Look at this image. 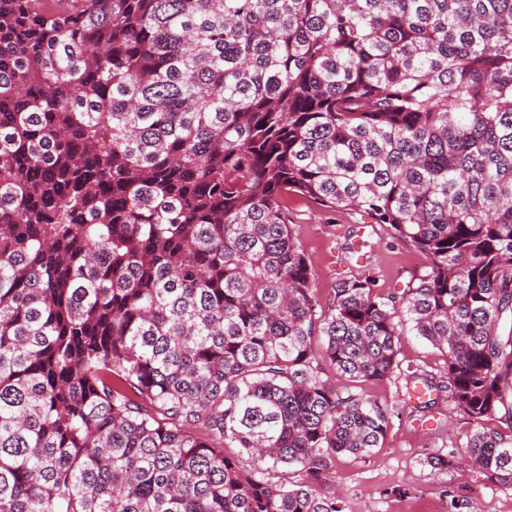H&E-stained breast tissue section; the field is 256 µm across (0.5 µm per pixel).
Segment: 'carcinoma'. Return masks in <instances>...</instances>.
<instances>
[{
  "instance_id": "obj_1",
  "label": "carcinoma",
  "mask_w": 512,
  "mask_h": 512,
  "mask_svg": "<svg viewBox=\"0 0 512 512\" xmlns=\"http://www.w3.org/2000/svg\"><path fill=\"white\" fill-rule=\"evenodd\" d=\"M420 253L332 306L288 195ZM512 0H0V512H344L412 333L512 476Z\"/></svg>"
}]
</instances>
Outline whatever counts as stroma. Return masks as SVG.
<instances>
[{
  "instance_id": "obj_1",
  "label": "stroma",
  "mask_w": 512,
  "mask_h": 512,
  "mask_svg": "<svg viewBox=\"0 0 512 512\" xmlns=\"http://www.w3.org/2000/svg\"><path fill=\"white\" fill-rule=\"evenodd\" d=\"M288 219L297 245L314 272L316 295L331 306L338 280L369 269L377 290L389 294L405 288L423 274V256L393 241L386 229L372 225L362 266L349 263L345 248L360 214L339 209L326 211L306 198H288ZM399 373L379 382L355 384L354 392L388 408L390 426L385 445L372 457L337 459L335 484L345 502V512H417L425 503L452 512L451 500L478 504L480 512H512V477L478 472L462 446L473 425L454 405L440 402L431 413L421 414L405 404L404 368L415 367L445 379V355L425 341L403 337L398 355ZM456 449L448 469L435 471L429 457Z\"/></svg>"
}]
</instances>
